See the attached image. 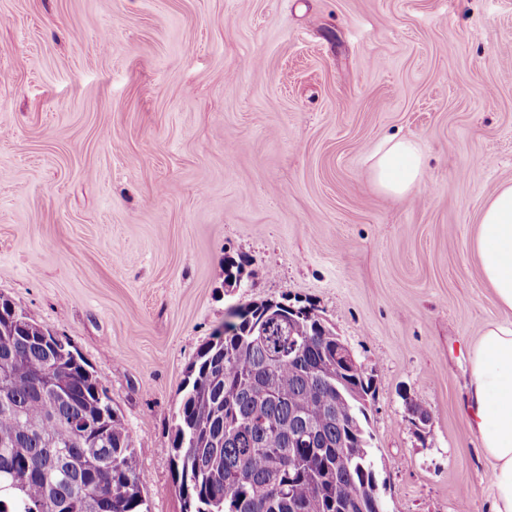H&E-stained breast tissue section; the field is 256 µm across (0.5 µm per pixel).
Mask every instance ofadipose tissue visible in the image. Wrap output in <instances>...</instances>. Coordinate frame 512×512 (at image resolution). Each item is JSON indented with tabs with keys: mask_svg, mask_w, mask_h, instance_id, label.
<instances>
[{
	"mask_svg": "<svg viewBox=\"0 0 512 512\" xmlns=\"http://www.w3.org/2000/svg\"><path fill=\"white\" fill-rule=\"evenodd\" d=\"M372 175L383 193L408 196L425 175L420 144L386 141L374 155ZM469 248L504 317L487 324L472 347L464 413L489 465L490 510L512 512V184L486 200Z\"/></svg>",
	"mask_w": 512,
	"mask_h": 512,
	"instance_id": "obj_1",
	"label": "adipose tissue"
}]
</instances>
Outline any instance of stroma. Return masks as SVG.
<instances>
[{
  "instance_id": "stroma-1",
  "label": "stroma",
  "mask_w": 512,
  "mask_h": 512,
  "mask_svg": "<svg viewBox=\"0 0 512 512\" xmlns=\"http://www.w3.org/2000/svg\"><path fill=\"white\" fill-rule=\"evenodd\" d=\"M392 137L426 157L404 198L372 181ZM506 182L512 0H0V297L94 368L149 512H184L198 351L284 297L373 378L387 512H488L461 405L500 313L469 241Z\"/></svg>"
}]
</instances>
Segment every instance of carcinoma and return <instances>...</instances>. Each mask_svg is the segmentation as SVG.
<instances>
[{"instance_id":"obj_1","label":"carcinoma","mask_w":512,"mask_h":512,"mask_svg":"<svg viewBox=\"0 0 512 512\" xmlns=\"http://www.w3.org/2000/svg\"><path fill=\"white\" fill-rule=\"evenodd\" d=\"M295 335H290V328ZM0 299V512H149L124 423L67 339ZM312 307L236 306L176 412L185 512H385L368 454L372 380L336 357ZM315 443L288 444V429Z\"/></svg>"}]
</instances>
